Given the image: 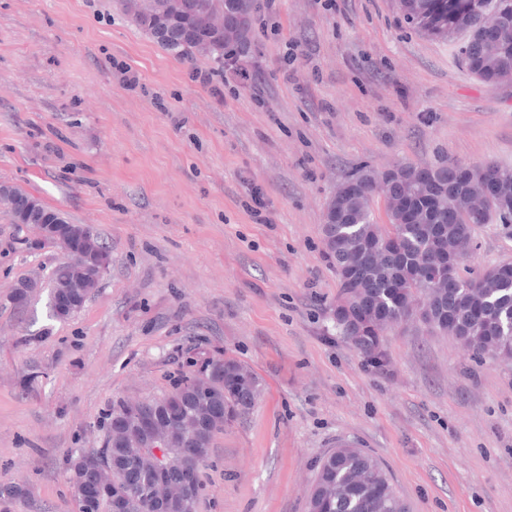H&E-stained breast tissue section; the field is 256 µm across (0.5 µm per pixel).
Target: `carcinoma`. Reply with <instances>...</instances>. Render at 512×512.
<instances>
[{"mask_svg":"<svg viewBox=\"0 0 512 512\" xmlns=\"http://www.w3.org/2000/svg\"><path fill=\"white\" fill-rule=\"evenodd\" d=\"M208 4L209 19L224 21L229 0H198ZM163 0H120L122 12L135 22L160 9ZM408 23L423 34L448 41L461 39L459 53L469 72L494 85L504 70H512V0H463L448 12V0H398ZM499 13L500 27L488 33L482 13ZM387 174L362 170L346 180L341 197V223L336 225V248L326 247L338 278L333 309L336 335L379 371L390 366L387 333L420 320L432 332L456 337L472 354L512 357V266L496 265L452 287H436L448 273L449 261L472 249L475 228L482 224L512 223V168L494 163L463 166L444 162L416 169L411 183L392 181L379 191ZM481 179L490 204L481 218H471L468 186ZM385 204L387 223L375 220L376 198ZM84 257L71 246L50 273L49 317L66 320L80 312L99 283L74 288L77 267ZM20 303L39 296L38 281L22 280ZM170 394L136 402L119 401L108 413V430L101 448L77 449L68 458L71 497L76 512H196L200 489H174L179 504L150 501L145 489L167 478L179 481L201 473L209 459L214 434L206 430L217 408L224 424L247 415L259 399L258 377L231 356L217 354L201 361ZM156 416L172 429L160 443L140 434L139 420ZM162 450L157 458L152 448ZM121 480L128 493L122 506L112 489L99 484L104 468ZM27 487L0 481V500L24 501ZM403 504L382 465L361 448H336L322 459L308 492V512H399Z\"/></svg>","mask_w":512,"mask_h":512,"instance_id":"1","label":"carcinoma"}]
</instances>
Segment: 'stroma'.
Listing matches in <instances>:
<instances>
[{"label":"stroma","mask_w":512,"mask_h":512,"mask_svg":"<svg viewBox=\"0 0 512 512\" xmlns=\"http://www.w3.org/2000/svg\"><path fill=\"white\" fill-rule=\"evenodd\" d=\"M275 0L244 65L176 57L118 0H0V183L109 249L65 321L10 294L62 255L0 212V481L75 512L66 462L102 447L118 400L169 393L187 357L224 351L262 383L213 440L197 512H307L323 455L358 442L407 512H512V359L419 322L390 333L388 374L336 335L326 205L358 170L443 161L512 168V82L489 87L458 45L397 0ZM302 53L285 64L289 42ZM265 207L250 209L253 195ZM512 262V224L477 228L462 273Z\"/></svg>","instance_id":"stroma-1"}]
</instances>
